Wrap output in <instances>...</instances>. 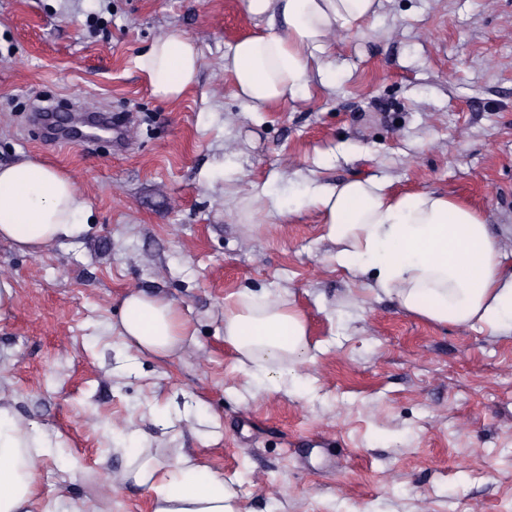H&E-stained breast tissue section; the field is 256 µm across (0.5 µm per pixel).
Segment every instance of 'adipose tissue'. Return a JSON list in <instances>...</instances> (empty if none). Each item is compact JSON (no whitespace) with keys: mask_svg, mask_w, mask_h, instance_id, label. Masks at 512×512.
I'll list each match as a JSON object with an SVG mask.
<instances>
[{"mask_svg":"<svg viewBox=\"0 0 512 512\" xmlns=\"http://www.w3.org/2000/svg\"><path fill=\"white\" fill-rule=\"evenodd\" d=\"M382 0H246L253 17L279 18L277 29L238 40L224 58L234 91L249 111L304 98L325 78L330 37L377 17ZM153 94L180 100L195 84L200 57L178 28L162 33L136 59ZM314 213L335 244L337 265L371 273L374 291L395 295L407 312L439 324L512 328V271L500 241L475 210L444 193H397L375 176L310 183L297 204ZM89 210L70 176L32 155L0 163V241L39 252L75 237ZM188 319L170 299L131 292L118 333L127 348L167 356L184 345ZM224 342L239 371L263 388L300 385L289 362H311L303 313L270 294L241 292L224 301ZM51 442L0 402V512H61L67 488L44 495L38 474ZM118 483L147 490L152 512H235L224 477L182 454L160 462L142 446L128 451Z\"/></svg>","mask_w":512,"mask_h":512,"instance_id":"ef3b65f1","label":"adipose tissue"}]
</instances>
